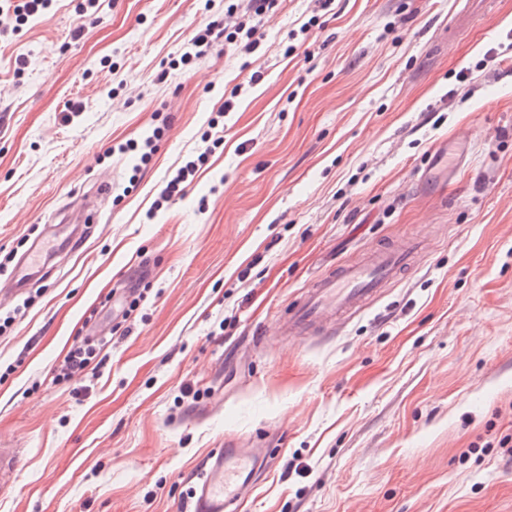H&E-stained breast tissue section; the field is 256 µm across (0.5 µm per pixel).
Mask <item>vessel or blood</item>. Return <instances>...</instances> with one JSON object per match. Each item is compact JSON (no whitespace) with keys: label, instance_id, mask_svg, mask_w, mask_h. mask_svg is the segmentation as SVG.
I'll list each match as a JSON object with an SVG mask.
<instances>
[{"label":"vessel or blood","instance_id":"1","mask_svg":"<svg viewBox=\"0 0 512 512\" xmlns=\"http://www.w3.org/2000/svg\"><path fill=\"white\" fill-rule=\"evenodd\" d=\"M422 246L405 240L394 246H380L363 261L348 264L321 277L307 289L288 315L289 333L331 334L340 322L378 301L402 273L413 269ZM40 244H33L16 265L11 292L20 295L45 273ZM263 461L235 441L214 449L203 471L196 476L188 501V512H238L242 491L252 486Z\"/></svg>","mask_w":512,"mask_h":512}]
</instances>
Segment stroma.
Wrapping results in <instances>:
<instances>
[{"mask_svg": "<svg viewBox=\"0 0 512 512\" xmlns=\"http://www.w3.org/2000/svg\"><path fill=\"white\" fill-rule=\"evenodd\" d=\"M80 3L0 34V259L81 237L0 335V512H185L228 438L265 456L239 512H512V0H278L256 52L186 64L225 0ZM219 112L207 169L159 202ZM159 126L147 165L119 152ZM409 238L374 306L283 334L323 274ZM104 337L99 371L55 381Z\"/></svg>", "mask_w": 512, "mask_h": 512, "instance_id": "stroma-1", "label": "stroma"}]
</instances>
